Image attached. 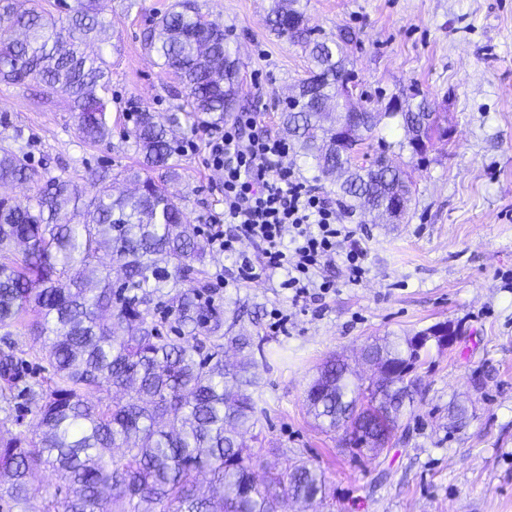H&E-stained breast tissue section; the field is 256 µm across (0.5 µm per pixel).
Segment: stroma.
Returning a JSON list of instances; mask_svg holds the SVG:
<instances>
[{"label": "stroma", "mask_w": 512, "mask_h": 512, "mask_svg": "<svg viewBox=\"0 0 512 512\" xmlns=\"http://www.w3.org/2000/svg\"><path fill=\"white\" fill-rule=\"evenodd\" d=\"M175 0H99L111 21L109 144L86 145L67 96L41 99L35 82L0 83V142L28 153L44 177L81 180L87 170L134 166L127 132L139 106L165 114L182 99L143 37ZM310 26L345 28L352 72L372 107L419 91L439 112L447 140L424 160L399 148L403 132L387 119L362 149L406 169L412 196L400 223L371 222L357 208L343 223L364 228L367 269L359 285L343 266L328 269L336 292L292 306L281 275L238 279L239 259L218 250L207 259L216 303L237 328L260 339L255 368L261 413L254 428L264 461L306 459L321 470L323 507L288 501L284 512H512V0H301ZM224 24L240 62L244 111L277 133L281 100L309 70L307 53L267 23L272 0H197ZM23 139H15V128ZM204 124L181 121L180 167L168 182L191 223L207 226L224 208V174L209 166ZM284 329L268 324L272 311ZM460 325L452 348L430 349L415 372L414 402L399 437L377 457L342 447L307 411L309 384L331 355L359 373L362 349L384 337L414 336L442 322ZM467 410L453 426L454 406Z\"/></svg>", "instance_id": "35a3bbf8"}]
</instances>
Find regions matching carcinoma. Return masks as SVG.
Here are the masks:
<instances>
[{"instance_id":"obj_1","label":"carcinoma","mask_w":512,"mask_h":512,"mask_svg":"<svg viewBox=\"0 0 512 512\" xmlns=\"http://www.w3.org/2000/svg\"><path fill=\"white\" fill-rule=\"evenodd\" d=\"M274 0L268 23L291 43L308 50L309 77L280 113L282 132L299 152L312 158L329 178L349 164L383 119L404 131L400 149L423 159L411 132L426 141L448 136L436 120L424 125L426 98L407 101L401 113L366 114L363 133L338 139L326 103L352 77L345 47L351 33L339 29L318 37L304 12ZM97 0H72L65 18L55 17L43 0H0V82L33 79L42 94L57 88L70 98L80 137L106 144L112 135L105 95L111 82L102 53L89 56L81 46L105 31ZM227 31L199 11L196 0H176L148 32L145 42L173 71L185 117L205 116L213 124L239 107V62L227 48ZM166 123L138 108L129 136L140 156L124 172L135 191L114 196L109 170L89 173L94 196L65 176L50 178L22 200L16 183L36 184L39 172L8 144L0 145V324L21 323L43 340L42 359L52 368L47 379L20 385L21 359L9 339L0 348V411L12 417V403L23 395L34 404L36 430L0 438V489L25 512L34 493L30 476L43 464L58 473L60 485L47 512H280L286 498L313 503L326 492L318 469L293 463L283 469L265 464L255 481L257 454L245 440L257 423L252 387L254 339L224 331V308L215 303L206 257L209 244L190 223L180 201L164 182L176 174L178 147ZM381 155L340 184L343 195L374 211L385 203L401 169L385 166ZM242 353L224 365V347ZM384 353L387 370L368 379L351 377L341 359L327 360L307 390L308 412L330 431L343 430L341 442L371 452L367 429L388 441L396 436L406 404L413 403L415 367L428 350L413 338L370 345ZM121 448L119 457L107 452ZM211 476L212 494H196L197 474Z\"/></svg>"}]
</instances>
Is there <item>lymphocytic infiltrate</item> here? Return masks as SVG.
<instances>
[{
    "instance_id": "f902f5d3",
    "label": "lymphocytic infiltrate",
    "mask_w": 512,
    "mask_h": 512,
    "mask_svg": "<svg viewBox=\"0 0 512 512\" xmlns=\"http://www.w3.org/2000/svg\"><path fill=\"white\" fill-rule=\"evenodd\" d=\"M208 162L224 172V221L209 236L218 250L233 253L248 239L261 263L242 257L239 278L247 282L264 274H282L293 301L329 293L335 280L326 277L342 263L349 284L366 273L359 227L340 223L338 205L284 165L285 139L259 127L254 113L240 112L230 125L212 128Z\"/></svg>"
}]
</instances>
